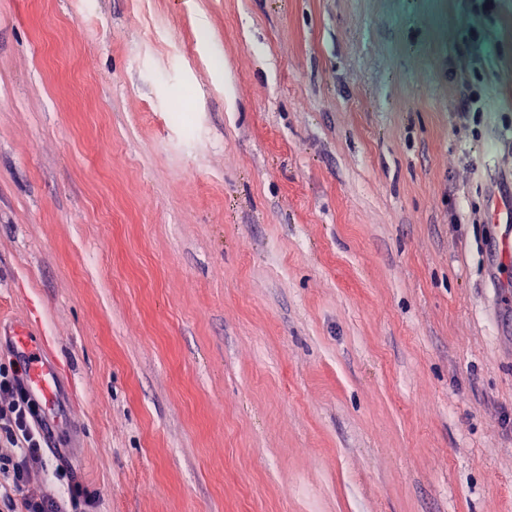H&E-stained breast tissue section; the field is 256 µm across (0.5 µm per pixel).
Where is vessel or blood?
Masks as SVG:
<instances>
[{
  "mask_svg": "<svg viewBox=\"0 0 512 512\" xmlns=\"http://www.w3.org/2000/svg\"><path fill=\"white\" fill-rule=\"evenodd\" d=\"M488 219L499 234L496 251L501 262L512 260V205L502 204L493 207ZM13 345L24 358L25 383L29 392L38 400L47 414L52 415L56 425H63L64 417L56 405V390L60 378L57 362L48 351L42 337L34 335L27 326L12 331Z\"/></svg>",
  "mask_w": 512,
  "mask_h": 512,
  "instance_id": "vessel-or-blood-1",
  "label": "vessel or blood"
}]
</instances>
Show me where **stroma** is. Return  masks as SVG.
<instances>
[{
	"instance_id": "35a3bbf8",
	"label": "stroma",
	"mask_w": 512,
	"mask_h": 512,
	"mask_svg": "<svg viewBox=\"0 0 512 512\" xmlns=\"http://www.w3.org/2000/svg\"><path fill=\"white\" fill-rule=\"evenodd\" d=\"M510 188L512 0H0V318L75 413L45 479L512 512ZM488 221L499 229L496 251L500 262L506 264L512 258V204L494 206L488 213Z\"/></svg>"
}]
</instances>
